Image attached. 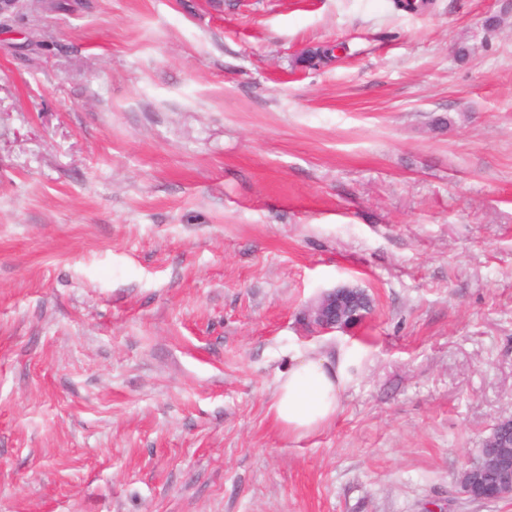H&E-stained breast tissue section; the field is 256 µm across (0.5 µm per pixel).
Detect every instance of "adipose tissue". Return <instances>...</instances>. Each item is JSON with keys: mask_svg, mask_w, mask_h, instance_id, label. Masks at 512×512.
I'll list each match as a JSON object with an SVG mask.
<instances>
[{"mask_svg": "<svg viewBox=\"0 0 512 512\" xmlns=\"http://www.w3.org/2000/svg\"><path fill=\"white\" fill-rule=\"evenodd\" d=\"M349 365L342 350L332 358L298 355L276 378L271 410L279 427L287 434L306 436L330 422L340 409Z\"/></svg>", "mask_w": 512, "mask_h": 512, "instance_id": "adipose-tissue-1", "label": "adipose tissue"}]
</instances>
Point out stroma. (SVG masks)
<instances>
[{"instance_id": "1", "label": "stroma", "mask_w": 512, "mask_h": 512, "mask_svg": "<svg viewBox=\"0 0 512 512\" xmlns=\"http://www.w3.org/2000/svg\"><path fill=\"white\" fill-rule=\"evenodd\" d=\"M87 2L0 27V512H512L456 488L512 416L506 0ZM364 291L357 288H336L324 293L321 300L315 306L309 307L304 313V321L313 333H326L336 329H347L361 322L367 313L353 310L348 312L346 318L340 312L336 317V307L340 310L350 305L354 298ZM330 310V311H329ZM349 365L342 347L335 361L317 353L298 355L276 378L271 410L279 427L288 435L306 436L336 417Z\"/></svg>"}]
</instances>
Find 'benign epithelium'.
<instances>
[{
    "mask_svg": "<svg viewBox=\"0 0 512 512\" xmlns=\"http://www.w3.org/2000/svg\"><path fill=\"white\" fill-rule=\"evenodd\" d=\"M362 294L357 288H336L322 295L318 304L309 307L304 313V321L314 333H326L336 329H347L365 317L366 313L354 310L346 317L336 316V309H344L352 300ZM489 468L498 474L496 483L488 485L481 472ZM459 493L476 500H492L498 497L500 489L512 487V449L485 448L477 450L474 460L460 477Z\"/></svg>",
    "mask_w": 512,
    "mask_h": 512,
    "instance_id": "1",
    "label": "benign epithelium"
}]
</instances>
